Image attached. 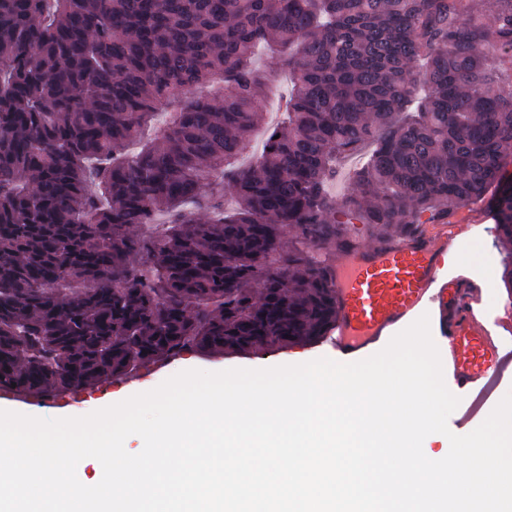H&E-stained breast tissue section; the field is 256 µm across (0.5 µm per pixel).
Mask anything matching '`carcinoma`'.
Wrapping results in <instances>:
<instances>
[{"mask_svg":"<svg viewBox=\"0 0 512 512\" xmlns=\"http://www.w3.org/2000/svg\"><path fill=\"white\" fill-rule=\"evenodd\" d=\"M261 46L294 90L242 166ZM507 69L512 0H0V389L319 340L336 312L319 252L352 245L343 223L408 237L499 181ZM215 78L221 100L195 94ZM367 144L363 197L329 196ZM495 209L512 244V189Z\"/></svg>","mask_w":512,"mask_h":512,"instance_id":"cac0c4a2","label":"carcinoma"}]
</instances>
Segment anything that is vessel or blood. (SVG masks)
Here are the masks:
<instances>
[{"mask_svg":"<svg viewBox=\"0 0 512 512\" xmlns=\"http://www.w3.org/2000/svg\"><path fill=\"white\" fill-rule=\"evenodd\" d=\"M463 225H420L416 234L378 246L360 243L332 265L336 319L321 342L337 358L355 362L383 349L424 309L435 314L448 383L462 399L457 426L480 412L505 376L512 375V346L479 317L467 279L448 271V250Z\"/></svg>","mask_w":512,"mask_h":512,"instance_id":"b4317fda","label":"vessel or blood"}]
</instances>
